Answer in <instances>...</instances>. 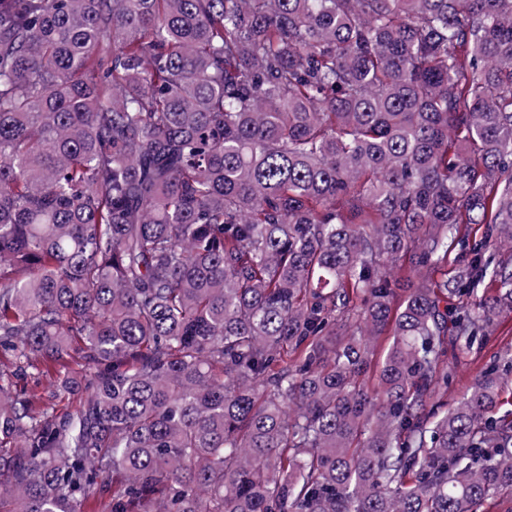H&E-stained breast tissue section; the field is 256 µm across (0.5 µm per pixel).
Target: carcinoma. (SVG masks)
Listing matches in <instances>:
<instances>
[{"mask_svg":"<svg viewBox=\"0 0 512 512\" xmlns=\"http://www.w3.org/2000/svg\"><path fill=\"white\" fill-rule=\"evenodd\" d=\"M508 306L512 0H0V512H512ZM498 325L491 336H486L482 345H475L470 352H462L448 343L445 361L448 365V389L443 401L450 408L466 391L477 375L493 359L507 349L512 350V311L505 309L498 318Z\"/></svg>","mask_w":512,"mask_h":512,"instance_id":"1","label":"carcinoma"}]
</instances>
